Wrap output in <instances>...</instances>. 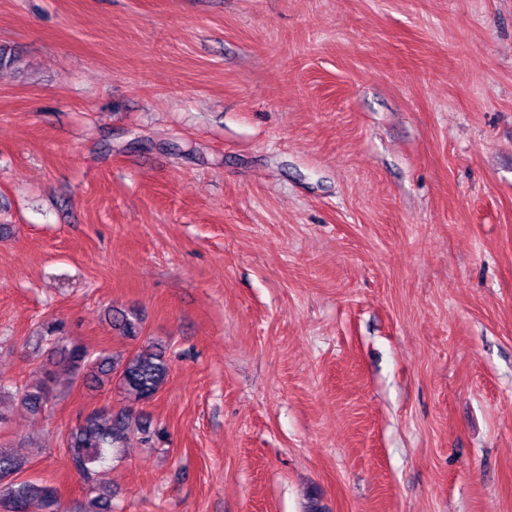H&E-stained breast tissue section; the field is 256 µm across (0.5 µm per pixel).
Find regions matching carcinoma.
Returning a JSON list of instances; mask_svg holds the SVG:
<instances>
[{
	"label": "carcinoma",
	"mask_w": 512,
	"mask_h": 512,
	"mask_svg": "<svg viewBox=\"0 0 512 512\" xmlns=\"http://www.w3.org/2000/svg\"><path fill=\"white\" fill-rule=\"evenodd\" d=\"M36 344L46 345L59 356L58 365L72 381L83 378L98 382L115 373L132 403L153 399L169 377V365L162 353L141 349L125 359L90 351L85 345L67 343L64 326L47 321L36 334ZM50 397V386L41 381L35 387H24L13 392L0 385V405L4 400L20 404L37 412L45 408ZM137 423L139 441L153 446L165 438V431L135 416V410L126 407L116 413L103 407L77 420L66 435L69 465L87 481L95 483L87 496L82 512H112V490L103 480L107 462L118 449L125 447L132 423ZM26 461L10 449L0 448V512H32L37 505L40 512H64L57 489L19 478Z\"/></svg>",
	"instance_id": "cac0c4a2"
}]
</instances>
